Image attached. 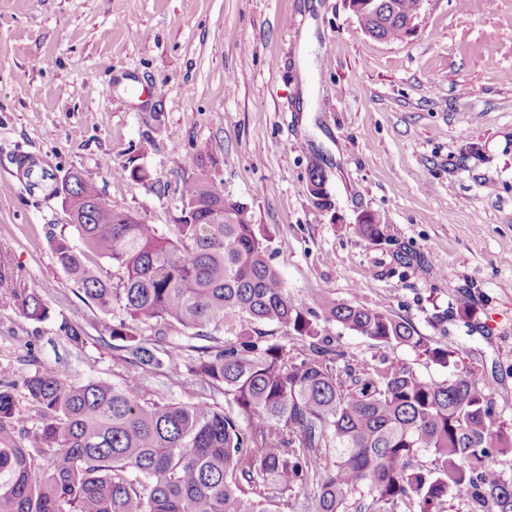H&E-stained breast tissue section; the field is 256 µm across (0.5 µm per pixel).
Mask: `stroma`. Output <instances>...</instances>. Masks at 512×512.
<instances>
[{
	"instance_id": "obj_1",
	"label": "stroma",
	"mask_w": 512,
	"mask_h": 512,
	"mask_svg": "<svg viewBox=\"0 0 512 512\" xmlns=\"http://www.w3.org/2000/svg\"><path fill=\"white\" fill-rule=\"evenodd\" d=\"M315 162L329 210L309 194ZM204 168L250 205L291 297L386 306L512 419V0H424L395 41L366 34L349 0H0V253L49 306L34 323L0 300V367L124 385L107 332L122 311L85 304L53 254L52 236L75 235L54 182L80 173L172 238L182 184ZM365 212L380 241L359 233ZM64 317L85 344L60 337ZM146 387L204 395L172 367Z\"/></svg>"
}]
</instances>
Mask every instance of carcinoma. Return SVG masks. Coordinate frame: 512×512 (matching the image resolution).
I'll use <instances>...</instances> for the list:
<instances>
[{"label": "carcinoma", "mask_w": 512, "mask_h": 512, "mask_svg": "<svg viewBox=\"0 0 512 512\" xmlns=\"http://www.w3.org/2000/svg\"><path fill=\"white\" fill-rule=\"evenodd\" d=\"M378 3L387 15L375 37L406 35L420 0ZM69 197L79 243L52 237L58 263L84 301L154 336L123 319L107 327L136 368L123 387L76 382L64 368L0 369V512H291L293 493L309 488L312 512H445L450 493L468 512H512V480L495 467L512 453V422L474 371L384 306L296 302L250 207L212 175L184 181L174 241L113 209L84 178ZM0 286L24 318L49 317L5 256ZM329 323L406 347L448 377L360 358L327 338ZM169 330L184 341L165 343ZM58 331L85 343L75 321L61 319ZM165 360L224 405L144 397V373ZM19 388L40 417L35 429L20 425Z\"/></svg>", "instance_id": "obj_1"}]
</instances>
